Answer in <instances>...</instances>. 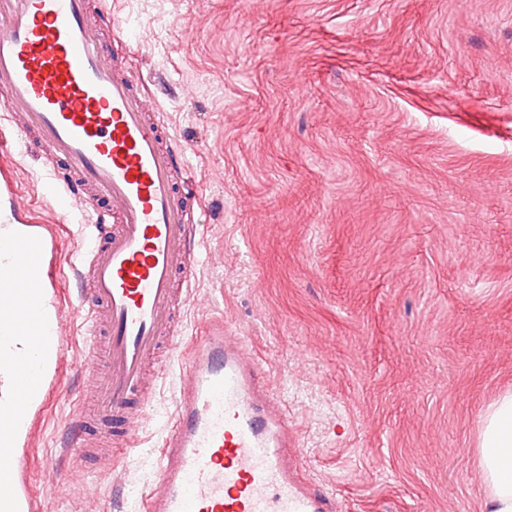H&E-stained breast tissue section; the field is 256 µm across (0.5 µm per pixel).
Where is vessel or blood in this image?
<instances>
[{"mask_svg":"<svg viewBox=\"0 0 512 512\" xmlns=\"http://www.w3.org/2000/svg\"><path fill=\"white\" fill-rule=\"evenodd\" d=\"M122 29L108 13L90 22L88 0H0V110L22 117L30 152L61 160L51 175L87 216L77 295L93 395L69 417L62 457L78 465L101 444L113 465L136 448L153 399L145 372L163 354L178 371L174 412L143 512H341L303 472L298 432L246 337L220 318L178 334L174 284H190L199 247L179 188L189 170L174 132L145 110L135 57L113 56ZM8 246L0 310L14 319L17 349L0 353V512H43L16 429L29 423L30 392L57 387L69 338L59 310L46 335H28L53 288L14 274L36 261L29 238Z\"/></svg>","mask_w":512,"mask_h":512,"instance_id":"vessel-or-blood-1","label":"vessel or blood"}]
</instances>
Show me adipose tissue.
I'll return each instance as SVG.
<instances>
[{"mask_svg":"<svg viewBox=\"0 0 512 512\" xmlns=\"http://www.w3.org/2000/svg\"><path fill=\"white\" fill-rule=\"evenodd\" d=\"M477 454L485 477L484 512H512V392L484 416Z\"/></svg>","mask_w":512,"mask_h":512,"instance_id":"adipose-tissue-1","label":"adipose tissue"}]
</instances>
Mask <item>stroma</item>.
<instances>
[{
    "label": "stroma",
    "instance_id": "1",
    "mask_svg": "<svg viewBox=\"0 0 512 512\" xmlns=\"http://www.w3.org/2000/svg\"><path fill=\"white\" fill-rule=\"evenodd\" d=\"M179 92L201 247L185 329L219 317L271 365L307 475L343 512H482L481 420L512 390V0H100ZM18 119L0 117V225L83 247ZM41 399L44 512H139L175 374L116 469H64L80 349Z\"/></svg>",
    "mask_w": 512,
    "mask_h": 512
}]
</instances>
